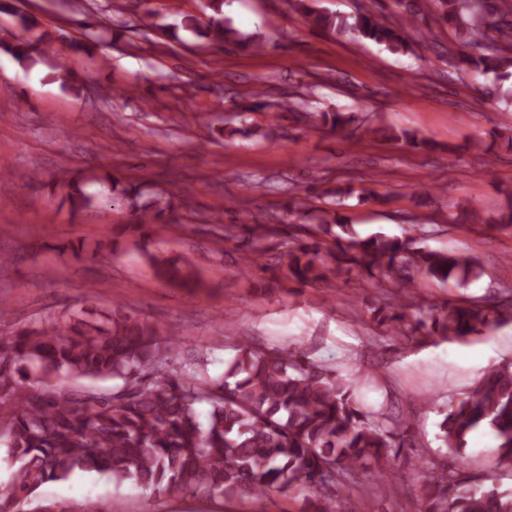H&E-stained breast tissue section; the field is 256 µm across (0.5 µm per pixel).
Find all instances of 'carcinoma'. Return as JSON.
Returning <instances> with one entry per match:
<instances>
[{"mask_svg": "<svg viewBox=\"0 0 512 512\" xmlns=\"http://www.w3.org/2000/svg\"><path fill=\"white\" fill-rule=\"evenodd\" d=\"M393 21L368 9L349 17L320 13L307 0H294L295 10L315 27L342 38L384 46L396 54L408 48L415 32L427 40L431 22H445L459 35L448 48L452 67L498 80L512 73V0H438L433 17L412 12L405 0H393ZM223 0H209L213 11L201 23L188 16L183 27L218 43L235 42L258 51L263 43L240 34L222 17ZM25 37L16 58L33 67L42 56L57 52L37 32L39 22L22 17ZM317 125L346 137L358 131L348 112H311ZM382 139L412 149L428 142L408 129H372ZM100 190L89 193L79 178L57 185L67 189L64 201L78 213L95 202H120L140 212L139 222L122 229L135 236L161 232L155 219L173 208L168 193L142 202L137 182L110 175L88 178ZM307 238L283 241L279 264L299 283L323 281L347 267L359 268L375 288L393 286L398 299L392 315L395 334L423 330L425 336L456 340L505 323L512 307L507 295L479 308L451 300L425 304L418 299L415 276L453 286L479 279V261L451 251H409L399 238L374 233L361 238L338 211H306ZM256 241L273 239L275 224L243 227ZM171 284L195 287L190 269L158 266ZM174 342L165 330L119 308L107 312L81 308L43 318L10 336L0 337V446L13 467L8 483H0V512H72L60 501L40 498L49 482L75 472H97L121 485L135 483L152 495L191 493L227 500H267L277 493H305L300 512H335L341 491L354 471L371 463L398 459L409 436L407 420L368 410L336 370L313 363L291 347L260 351L241 346L224 372L211 379L201 371L173 368ZM66 376L112 387H87L74 394L57 379ZM210 406L200 422L196 405ZM438 438L455 457L456 466L417 462L422 473L423 512H512V495L461 477L467 468L462 454L466 437L480 426L495 434L496 466L512 470V360L497 365L461 396L448 401Z\"/></svg>", "mask_w": 512, "mask_h": 512, "instance_id": "cac0c4a2", "label": "carcinoma"}]
</instances>
